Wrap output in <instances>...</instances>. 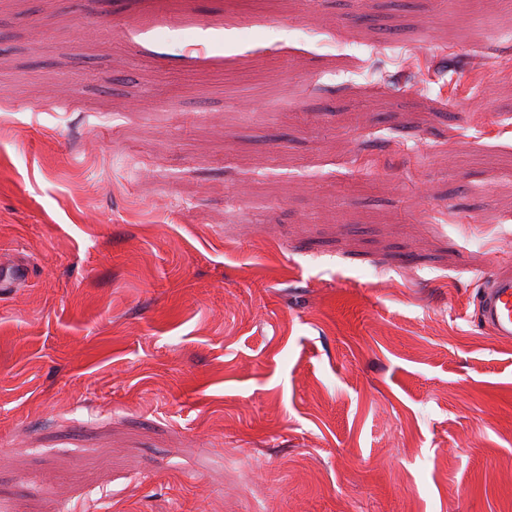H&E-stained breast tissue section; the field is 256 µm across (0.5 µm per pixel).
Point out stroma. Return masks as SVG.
Instances as JSON below:
<instances>
[{"label":"stroma","instance_id":"stroma-1","mask_svg":"<svg viewBox=\"0 0 512 512\" xmlns=\"http://www.w3.org/2000/svg\"><path fill=\"white\" fill-rule=\"evenodd\" d=\"M0 93V512H512V0H0ZM29 276V266L24 262H16L5 269L0 270V290L15 288L25 282ZM475 302L477 323L499 339H512V274L491 273L482 277Z\"/></svg>","mask_w":512,"mask_h":512}]
</instances>
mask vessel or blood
Wrapping results in <instances>:
<instances>
[{"mask_svg": "<svg viewBox=\"0 0 512 512\" xmlns=\"http://www.w3.org/2000/svg\"><path fill=\"white\" fill-rule=\"evenodd\" d=\"M477 323L493 336L512 339V274L492 273L482 278L475 302Z\"/></svg>", "mask_w": 512, "mask_h": 512, "instance_id": "b4317fda", "label": "vessel or blood"}]
</instances>
